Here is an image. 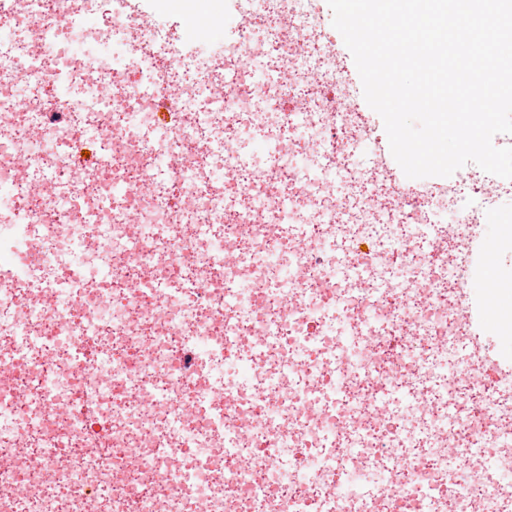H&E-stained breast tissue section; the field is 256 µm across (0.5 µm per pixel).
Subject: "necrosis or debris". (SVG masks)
I'll use <instances>...</instances> for the list:
<instances>
[{
  "instance_id": "4bbe7bcc",
  "label": "necrosis or debris",
  "mask_w": 512,
  "mask_h": 512,
  "mask_svg": "<svg viewBox=\"0 0 512 512\" xmlns=\"http://www.w3.org/2000/svg\"><path fill=\"white\" fill-rule=\"evenodd\" d=\"M11 8L0 258L37 245L42 260L25 287L0 279V512H512L473 477L485 457L512 469V403L448 374L464 260L416 231L441 207L477 234L512 180L474 167L395 194L359 178L347 111L311 84L354 102L311 0H243L221 94L152 21L113 17L75 50L46 0ZM163 86L178 125L147 141ZM247 127L272 148L248 173L225 157ZM81 140L95 171L69 162ZM357 262L386 291L369 341L368 288L337 271Z\"/></svg>"
}]
</instances>
